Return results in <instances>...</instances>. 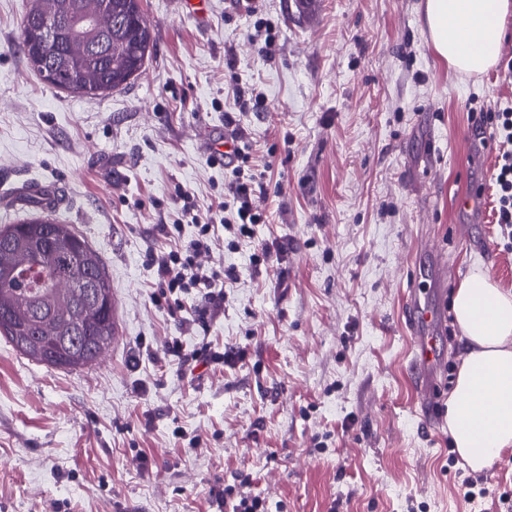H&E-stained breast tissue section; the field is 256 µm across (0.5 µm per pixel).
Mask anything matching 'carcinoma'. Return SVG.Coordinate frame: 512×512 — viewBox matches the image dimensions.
I'll return each mask as SVG.
<instances>
[{
  "instance_id": "1",
  "label": "carcinoma",
  "mask_w": 512,
  "mask_h": 512,
  "mask_svg": "<svg viewBox=\"0 0 512 512\" xmlns=\"http://www.w3.org/2000/svg\"><path fill=\"white\" fill-rule=\"evenodd\" d=\"M20 50L44 84L84 97L125 88L148 61L141 0H31ZM112 19L96 26L102 13ZM91 276L86 292L69 287ZM112 285L99 253L68 224L34 214L0 227V338L50 368H85L112 346Z\"/></svg>"
}]
</instances>
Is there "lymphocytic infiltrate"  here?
Here are the masks:
<instances>
[{"instance_id":"lymphocytic-infiltrate-1","label":"lymphocytic infiltrate","mask_w":512,"mask_h":512,"mask_svg":"<svg viewBox=\"0 0 512 512\" xmlns=\"http://www.w3.org/2000/svg\"><path fill=\"white\" fill-rule=\"evenodd\" d=\"M475 131L481 140L499 144L497 165L492 183L496 198V219L508 237L512 238V106L483 109L479 112ZM249 158L246 146H239L236 159L227 168L224 179V199L219 205L220 221L202 219L195 211L189 192H181L182 205L178 223L161 225L167 235L181 233L183 225L196 228L194 238L169 251H153L146 257L149 266L155 267L163 296H181L198 290L212 302L222 301L219 285L237 279L235 268L201 266L197 258L209 251L215 224H223L225 231L234 238L244 239L254 235L255 225L264 223L265 216L255 204L257 177L245 173L244 163Z\"/></svg>"}]
</instances>
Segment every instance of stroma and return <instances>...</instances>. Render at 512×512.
<instances>
[{
  "mask_svg": "<svg viewBox=\"0 0 512 512\" xmlns=\"http://www.w3.org/2000/svg\"><path fill=\"white\" fill-rule=\"evenodd\" d=\"M27 0H0V185L66 180L58 218L98 250L123 339L91 366L28 362L0 338V512H230L236 473L268 512H505L512 449L471 472L451 447L446 403L464 356L460 331L436 337L448 361L418 424L408 372V285L451 304L473 270L512 292V246L496 222L495 144L474 136L472 105L512 104L500 68L449 69L422 25L423 0H142L154 47L126 88L98 98L51 90L18 45ZM275 39L255 46L256 18ZM266 99L241 116L267 217L208 265L238 271L215 306L199 294L156 303L149 251L179 190L200 215L225 170L199 139L228 127L232 86ZM482 189L484 222L458 213ZM287 243L254 268L263 246ZM447 268L432 280L431 258ZM245 351L231 364L181 365L167 353ZM471 477L481 493L459 495Z\"/></svg>",
  "mask_w": 512,
  "mask_h": 512,
  "instance_id": "1",
  "label": "stroma"
}]
</instances>
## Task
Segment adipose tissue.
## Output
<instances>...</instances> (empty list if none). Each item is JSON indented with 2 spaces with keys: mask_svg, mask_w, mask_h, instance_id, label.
I'll list each match as a JSON object with an SVG mask.
<instances>
[{
  "mask_svg": "<svg viewBox=\"0 0 512 512\" xmlns=\"http://www.w3.org/2000/svg\"><path fill=\"white\" fill-rule=\"evenodd\" d=\"M512 17V0H425L422 22L449 68L477 75L493 68ZM467 352L448 396L452 445L481 470L512 447V293L473 271L453 297Z\"/></svg>",
  "mask_w": 512,
  "mask_h": 512,
  "instance_id": "ef3b65f1",
  "label": "adipose tissue"
}]
</instances>
